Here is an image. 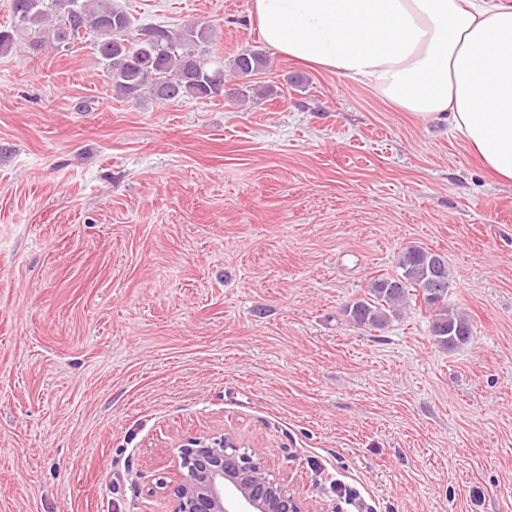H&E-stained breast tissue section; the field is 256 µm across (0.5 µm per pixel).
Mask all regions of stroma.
Here are the masks:
<instances>
[{"label":"stroma","instance_id":"35a3bbf8","mask_svg":"<svg viewBox=\"0 0 512 512\" xmlns=\"http://www.w3.org/2000/svg\"><path fill=\"white\" fill-rule=\"evenodd\" d=\"M211 25L224 93L118 98L85 45L0 55V512H172L231 434L338 512H512V183L447 122L263 46L251 0H116ZM448 260L470 340L343 308ZM268 59L262 50L246 49L238 54L233 63V70L240 79L251 80L267 68Z\"/></svg>","mask_w":512,"mask_h":512}]
</instances>
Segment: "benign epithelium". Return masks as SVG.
<instances>
[{
    "instance_id": "obj_1",
    "label": "benign epithelium",
    "mask_w": 512,
    "mask_h": 512,
    "mask_svg": "<svg viewBox=\"0 0 512 512\" xmlns=\"http://www.w3.org/2000/svg\"><path fill=\"white\" fill-rule=\"evenodd\" d=\"M230 445L239 447L226 435L179 442L182 472L173 488V512H313L271 471L264 452H231Z\"/></svg>"
}]
</instances>
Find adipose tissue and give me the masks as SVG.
I'll use <instances>...</instances> for the list:
<instances>
[{"label":"adipose tissue","mask_w":512,"mask_h":512,"mask_svg":"<svg viewBox=\"0 0 512 512\" xmlns=\"http://www.w3.org/2000/svg\"><path fill=\"white\" fill-rule=\"evenodd\" d=\"M274 51L447 119L512 182V0H252Z\"/></svg>","instance_id":"1"}]
</instances>
